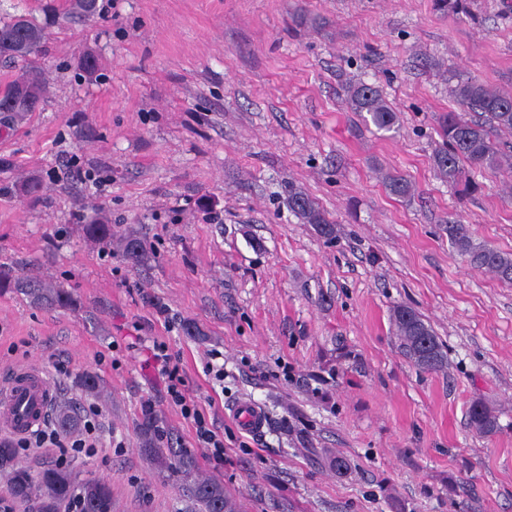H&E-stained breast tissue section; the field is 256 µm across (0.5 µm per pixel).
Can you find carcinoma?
Returning <instances> with one entry per match:
<instances>
[{
  "instance_id": "carcinoma-1",
  "label": "carcinoma",
  "mask_w": 512,
  "mask_h": 512,
  "mask_svg": "<svg viewBox=\"0 0 512 512\" xmlns=\"http://www.w3.org/2000/svg\"><path fill=\"white\" fill-rule=\"evenodd\" d=\"M440 8L460 16L470 15L469 0H437ZM46 37L45 28L33 18L16 16L0 22V60L21 63L10 80L0 86V108L6 107L8 117L34 112L46 92L44 72L32 64L39 55ZM451 94L461 108L440 117L443 145L433 155V166L440 177L450 184L458 183L461 166L496 169L508 157L493 138L495 132L512 133V91L491 86L477 79L454 75ZM351 108L366 112L380 130L390 132L398 124L397 113L387 104L379 87L358 83L347 90ZM476 112L482 119L473 120L466 113ZM385 189L392 196L408 198L412 185L400 175L387 174L383 178ZM288 207L306 223L320 227L323 234H333L331 221L315 202L299 190L288 196ZM446 231L454 250L471 267L494 274L504 283H512V256L476 241L468 227L456 220L448 222ZM0 288H13L37 307L55 309L71 304V295L64 289L28 276H16L9 281L0 280ZM395 335L404 355L417 367L436 370L444 362L442 347L432 328L420 314L410 307L400 306L391 315ZM425 336L436 350V362L430 366L421 362L417 337ZM470 426L480 435L497 432V417L484 404L476 402L469 408ZM143 447L140 452L156 461L164 469H173L183 475V492L191 501V512H239L233 499L224 492V484L202 477L195 472L192 456L173 446L172 440L164 443L154 439V421L147 418L142 423ZM16 449L0 443V467L12 469V495L29 504L32 512H59L63 501L80 493L83 512H112V488L104 480L90 478L84 482L65 467H48L38 475L15 463Z\"/></svg>"
}]
</instances>
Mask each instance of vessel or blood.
<instances>
[{
    "instance_id": "1",
    "label": "vessel or blood",
    "mask_w": 512,
    "mask_h": 512,
    "mask_svg": "<svg viewBox=\"0 0 512 512\" xmlns=\"http://www.w3.org/2000/svg\"><path fill=\"white\" fill-rule=\"evenodd\" d=\"M53 400L54 393L39 369H14L0 378V429L16 435L32 432L43 423ZM230 414L250 433L260 432L265 425L263 412L244 400Z\"/></svg>"
}]
</instances>
